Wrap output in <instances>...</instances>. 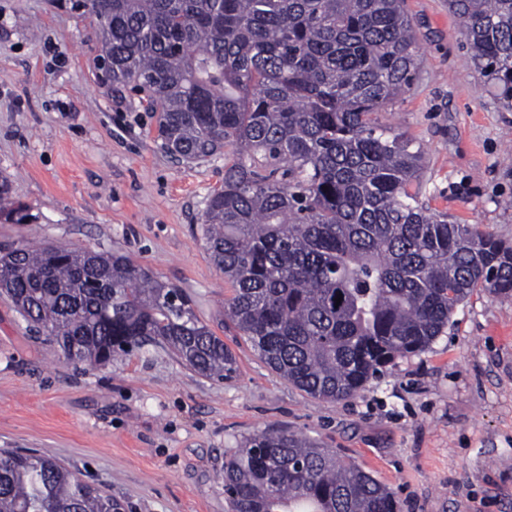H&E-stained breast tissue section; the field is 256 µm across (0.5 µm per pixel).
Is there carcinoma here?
I'll list each match as a JSON object with an SVG mask.
<instances>
[{"label":"carcinoma","instance_id":"1","mask_svg":"<svg viewBox=\"0 0 512 512\" xmlns=\"http://www.w3.org/2000/svg\"><path fill=\"white\" fill-rule=\"evenodd\" d=\"M405 0H77L98 79L143 95L188 162L224 155L202 239L233 285L225 313L296 388L339 401L430 347L474 290L512 293V244L431 212L422 154L373 115L411 89ZM477 68L512 110V0H448ZM340 305H335L337 295ZM0 296L70 362L161 344L200 375L236 357L176 288L128 257L63 244L0 256ZM233 512H398L391 492L288 431L224 461ZM58 460L0 448V512H121Z\"/></svg>","mask_w":512,"mask_h":512}]
</instances>
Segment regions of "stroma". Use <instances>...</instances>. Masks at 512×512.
Returning a JSON list of instances; mask_svg holds the SVG:
<instances>
[{
	"label": "stroma",
	"instance_id": "stroma-1",
	"mask_svg": "<svg viewBox=\"0 0 512 512\" xmlns=\"http://www.w3.org/2000/svg\"><path fill=\"white\" fill-rule=\"evenodd\" d=\"M405 9L417 77L376 121L421 151L431 211L512 241V112L448 0ZM98 52L71 0H0V176L26 215L0 216V254L53 242L126 255L187 295L237 371L205 377L154 344L74 365L0 297V448L83 471L126 512H230L225 459L257 432L288 430L353 458L399 512H512V295L473 292L430 348L352 399L293 387L224 318L232 284L201 237L223 158L165 153L138 95L96 81Z\"/></svg>",
	"mask_w": 512,
	"mask_h": 512
}]
</instances>
